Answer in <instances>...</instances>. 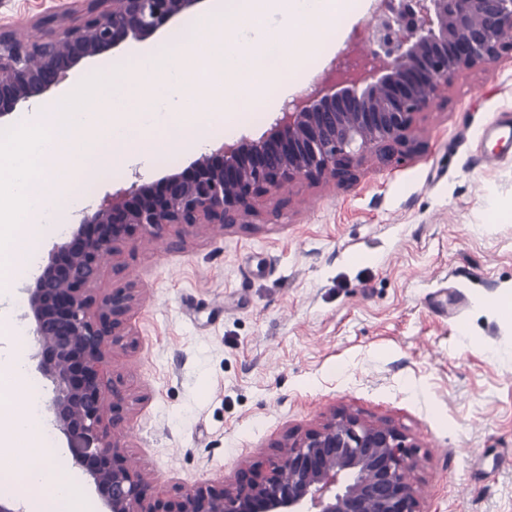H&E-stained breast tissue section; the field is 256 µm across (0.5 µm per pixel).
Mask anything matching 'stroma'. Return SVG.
I'll list each match as a JSON object with an SVG mask.
<instances>
[{
	"label": "stroma",
	"instance_id": "1",
	"mask_svg": "<svg viewBox=\"0 0 512 512\" xmlns=\"http://www.w3.org/2000/svg\"><path fill=\"white\" fill-rule=\"evenodd\" d=\"M52 0H0L34 35ZM374 0L329 52L214 144L258 138L286 103L352 53L368 54ZM512 115V56L458 73L417 115L414 156L368 157L347 180H296L224 233L126 245L98 293L136 288V343L109 370L127 395L120 441L152 490L221 489L266 472L274 445L334 411L385 420L416 446L422 512H512V152L492 134ZM113 167L92 202L184 171Z\"/></svg>",
	"mask_w": 512,
	"mask_h": 512
}]
</instances>
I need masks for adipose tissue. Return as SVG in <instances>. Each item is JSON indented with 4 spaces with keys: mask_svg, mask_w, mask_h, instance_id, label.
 <instances>
[{
    "mask_svg": "<svg viewBox=\"0 0 512 512\" xmlns=\"http://www.w3.org/2000/svg\"><path fill=\"white\" fill-rule=\"evenodd\" d=\"M42 432L30 413L0 415V494L23 492L27 512H89L80 481L43 446Z\"/></svg>",
    "mask_w": 512,
    "mask_h": 512,
    "instance_id": "obj_1",
    "label": "adipose tissue"
}]
</instances>
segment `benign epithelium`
<instances>
[{"label": "benign epithelium", "instance_id": "benign-epithelium-1", "mask_svg": "<svg viewBox=\"0 0 512 512\" xmlns=\"http://www.w3.org/2000/svg\"><path fill=\"white\" fill-rule=\"evenodd\" d=\"M204 2L83 0L81 10L39 16L38 40L1 26L0 124L49 99L83 60L141 41ZM376 12L371 66L326 71L261 137L225 142L186 173L106 196L26 288L37 369L53 385V424L102 512H421L411 480L419 462L406 436L350 412L286 436L268 475L239 473L220 491L187 489L176 500L149 493L118 439L126 396L108 377L110 350L132 345L126 324L138 293L97 296L92 289L104 256L125 244L242 224L261 199L297 179L346 180L369 154H415L416 116L441 86L512 52V0H378Z\"/></svg>", "mask_w": 512, "mask_h": 512}]
</instances>
